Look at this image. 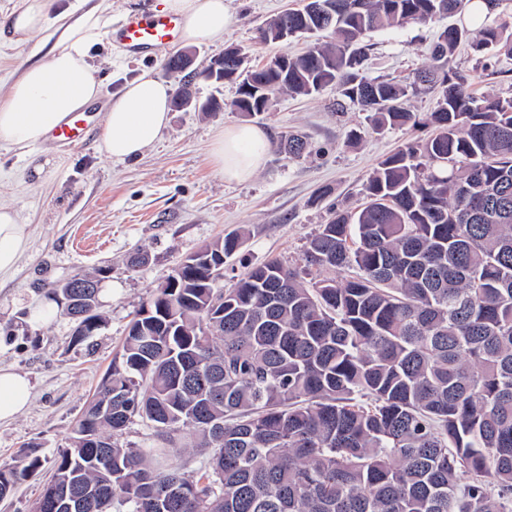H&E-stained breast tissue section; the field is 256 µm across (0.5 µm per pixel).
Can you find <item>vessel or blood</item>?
<instances>
[{"instance_id":"vessel-or-blood-1","label":"vessel or blood","mask_w":512,"mask_h":512,"mask_svg":"<svg viewBox=\"0 0 512 512\" xmlns=\"http://www.w3.org/2000/svg\"><path fill=\"white\" fill-rule=\"evenodd\" d=\"M184 21L181 17L153 11L134 13L114 30V39L133 50L175 47Z\"/></svg>"}]
</instances>
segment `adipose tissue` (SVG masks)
Returning <instances> with one entry per match:
<instances>
[{"label": "adipose tissue", "mask_w": 512, "mask_h": 512, "mask_svg": "<svg viewBox=\"0 0 512 512\" xmlns=\"http://www.w3.org/2000/svg\"><path fill=\"white\" fill-rule=\"evenodd\" d=\"M51 0H24L0 26V36L17 39L57 25L60 35L44 61L29 64L0 96V146L23 151L43 143L71 113L96 102L101 87L89 62L94 45L108 34L107 5L76 22L51 17ZM157 8L184 19V44H220L230 22L225 0H159ZM170 85L146 72L108 101L98 135L101 151L117 160L139 158L170 119ZM269 151L266 131L241 124L217 132L210 151L215 171L228 181L245 182L263 168ZM30 226L12 209L0 206V275L9 273L27 248ZM32 397L27 375L0 368V422L21 413Z\"/></svg>", "instance_id": "obj_1"}]
</instances>
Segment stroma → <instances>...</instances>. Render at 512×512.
<instances>
[{"mask_svg": "<svg viewBox=\"0 0 512 512\" xmlns=\"http://www.w3.org/2000/svg\"><path fill=\"white\" fill-rule=\"evenodd\" d=\"M231 24L220 45L196 46V69L202 70L238 47L251 66L281 50L299 54L302 40L288 45L259 38L266 21L299 0H225ZM439 23L411 24L375 32L368 77L403 79L429 55ZM57 37L52 31L16 44L0 41V94L29 63L43 59ZM169 49L135 56L103 38L90 52L102 101L84 114L89 131L79 144L50 140L27 153L0 149V205L30 224L28 246L15 270L0 277V366L26 374L33 385L26 410L0 423V463L36 452L41 467L21 480L12 496L0 500V512H29L53 473L57 449L65 447L74 425L98 391L102 378L121 349L128 327L153 290L187 255L218 237L243 229L241 252L224 266V282L232 284L251 267L276 258L298 266L310 236L327 222L330 207L354 208L364 201L363 184L377 162L414 138L410 128L372 130L366 113L340 111L336 94L314 97L282 95L268 112L235 111L231 83L195 81L199 100L222 103L218 112L192 109L171 112L159 140L137 160L114 161L100 152L103 102L119 97L127 83L150 71L170 85L179 76L165 67ZM457 62L470 89L478 95L512 94V59L501 60L500 72L487 75L469 47ZM264 128L271 148L268 160L251 180L228 183L210 163L211 142L220 128L242 123ZM357 132L348 141L349 132ZM290 133L303 136L308 151L291 158L277 144ZM45 162L36 179L31 158ZM328 199L317 200L322 187ZM142 249L149 261L137 270L126 267L129 253ZM77 274L100 278L101 328L77 339L74 324L59 314L47 323H32L30 314L47 304L50 285Z\"/></svg>", "mask_w": 512, "mask_h": 512, "instance_id": "35a3bbf8", "label": "stroma"}]
</instances>
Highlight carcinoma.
<instances>
[{
  "mask_svg": "<svg viewBox=\"0 0 512 512\" xmlns=\"http://www.w3.org/2000/svg\"><path fill=\"white\" fill-rule=\"evenodd\" d=\"M260 30L265 43L315 38L300 55L251 69L224 50L241 112L279 95L336 91L372 129L433 133L386 156L364 184L367 203L336 210L304 253L255 266L232 287L206 283L195 255L156 288L122 350L54 458L51 488L126 512H512V95L475 96L455 66L467 44L483 67L512 56L500 0H321ZM458 15L437 32L409 81L362 76L365 36ZM436 92L419 118L404 107ZM291 134L278 150L304 153ZM246 235L205 246L235 256ZM334 277L305 281L311 268ZM99 289L78 308L97 313ZM152 442L124 447L134 419ZM207 451L189 479L171 449ZM0 465V500L37 470Z\"/></svg>",
  "mask_w": 512,
  "mask_h": 512,
  "instance_id": "cac0c4a2",
  "label": "carcinoma"
}]
</instances>
